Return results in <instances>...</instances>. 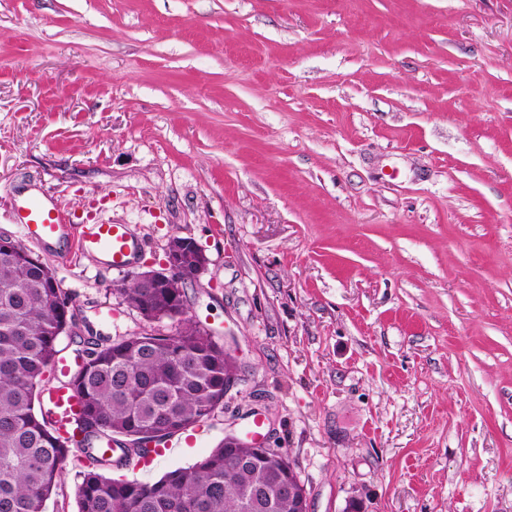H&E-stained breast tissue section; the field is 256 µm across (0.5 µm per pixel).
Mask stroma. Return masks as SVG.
I'll return each instance as SVG.
<instances>
[{"mask_svg":"<svg viewBox=\"0 0 512 512\" xmlns=\"http://www.w3.org/2000/svg\"><path fill=\"white\" fill-rule=\"evenodd\" d=\"M126 224L130 269L32 251L80 326L191 237L235 361L192 448L264 421L309 512H512V0H0V236L26 190ZM73 452L44 512H77Z\"/></svg>","mask_w":512,"mask_h":512,"instance_id":"stroma-1","label":"stroma"}]
</instances>
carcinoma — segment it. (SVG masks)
<instances>
[{
  "instance_id": "cac0c4a2",
  "label": "carcinoma",
  "mask_w": 512,
  "mask_h": 512,
  "mask_svg": "<svg viewBox=\"0 0 512 512\" xmlns=\"http://www.w3.org/2000/svg\"><path fill=\"white\" fill-rule=\"evenodd\" d=\"M117 292L155 323L184 314L182 288H141L130 278ZM75 327L71 303L44 262L15 246L0 251V512H44L71 445L91 466L77 488L78 512H294L281 489L291 463L270 449L219 444L194 465L154 483L115 479L103 469L121 459L97 447L108 438L122 456L143 453L210 418L224 406L232 357L211 334L180 321L175 333L143 329L132 336H81L83 362L65 382L83 399L81 440L62 438L35 400L58 360L60 336ZM251 458L248 471L233 460Z\"/></svg>"
}]
</instances>
